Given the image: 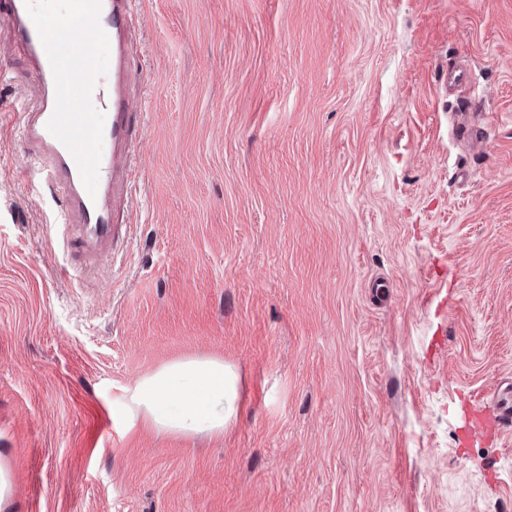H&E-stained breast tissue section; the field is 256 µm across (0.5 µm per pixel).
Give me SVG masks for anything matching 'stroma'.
Segmentation results:
<instances>
[{"label": "stroma", "instance_id": "1", "mask_svg": "<svg viewBox=\"0 0 512 512\" xmlns=\"http://www.w3.org/2000/svg\"><path fill=\"white\" fill-rule=\"evenodd\" d=\"M136 12L143 155L98 262L62 245L0 25L4 512H512V431L457 446L461 398L512 385V0ZM188 356L239 376L223 434L129 425Z\"/></svg>", "mask_w": 512, "mask_h": 512}]
</instances>
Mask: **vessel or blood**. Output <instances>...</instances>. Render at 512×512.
Masks as SVG:
<instances>
[{
    "mask_svg": "<svg viewBox=\"0 0 512 512\" xmlns=\"http://www.w3.org/2000/svg\"><path fill=\"white\" fill-rule=\"evenodd\" d=\"M33 0H0V20L14 30L34 64L39 93L24 105L20 130L29 158L47 186L65 192L64 228L75 229L72 248L89 239L112 248L122 233L113 214L131 187L138 150L131 136L133 102L127 92L133 54L134 0H70L65 22L49 20ZM90 35L74 45L79 30ZM112 45V79L92 74L97 45ZM512 428V391L503 390L492 417L474 414L459 441L494 440Z\"/></svg>",
    "mask_w": 512,
    "mask_h": 512,
    "instance_id": "vessel-or-blood-1",
    "label": "vessel or blood"
}]
</instances>
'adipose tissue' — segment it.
I'll return each mask as SVG.
<instances>
[{
    "label": "adipose tissue",
    "instance_id": "1",
    "mask_svg": "<svg viewBox=\"0 0 512 512\" xmlns=\"http://www.w3.org/2000/svg\"><path fill=\"white\" fill-rule=\"evenodd\" d=\"M238 375L213 357H184L140 376L129 388V420L147 419L161 433L220 434L238 410Z\"/></svg>",
    "mask_w": 512,
    "mask_h": 512
}]
</instances>
